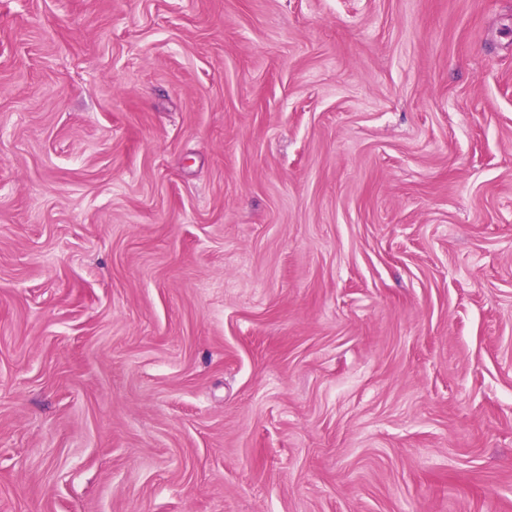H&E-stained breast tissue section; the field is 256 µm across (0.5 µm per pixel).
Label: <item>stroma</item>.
I'll use <instances>...</instances> for the list:
<instances>
[{"label":"stroma","mask_w":512,"mask_h":512,"mask_svg":"<svg viewBox=\"0 0 512 512\" xmlns=\"http://www.w3.org/2000/svg\"><path fill=\"white\" fill-rule=\"evenodd\" d=\"M0 512H512V0H0Z\"/></svg>","instance_id":"35a3bbf8"}]
</instances>
